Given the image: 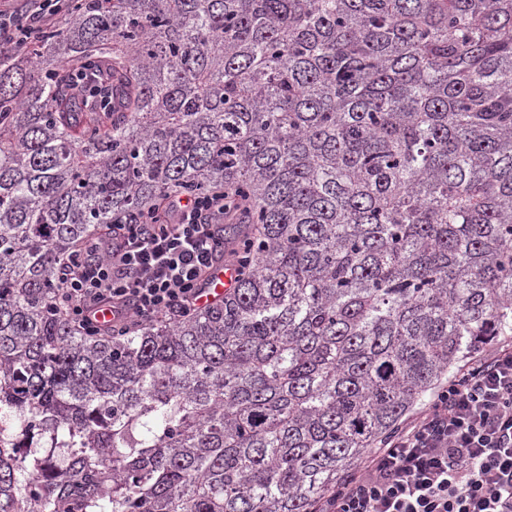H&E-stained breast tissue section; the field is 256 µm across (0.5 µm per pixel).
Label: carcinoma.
<instances>
[{
  "label": "carcinoma",
  "instance_id": "cac0c4a2",
  "mask_svg": "<svg viewBox=\"0 0 512 512\" xmlns=\"http://www.w3.org/2000/svg\"><path fill=\"white\" fill-rule=\"evenodd\" d=\"M218 188L259 227L223 298L53 305L86 238ZM511 334L512 0H68L0 59V512H313Z\"/></svg>",
  "mask_w": 512,
  "mask_h": 512
}]
</instances>
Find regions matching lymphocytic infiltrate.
Wrapping results in <instances>:
<instances>
[{
    "label": "lymphocytic infiltrate",
    "instance_id": "obj_1",
    "mask_svg": "<svg viewBox=\"0 0 512 512\" xmlns=\"http://www.w3.org/2000/svg\"><path fill=\"white\" fill-rule=\"evenodd\" d=\"M63 0H0V42L54 24ZM248 206L216 190L164 194L133 224L90 238L60 269L56 304L86 335L196 310L212 265L235 262L224 225ZM110 320L100 321V312ZM315 512H512V343L451 377L426 409L368 453Z\"/></svg>",
    "mask_w": 512,
    "mask_h": 512
}]
</instances>
